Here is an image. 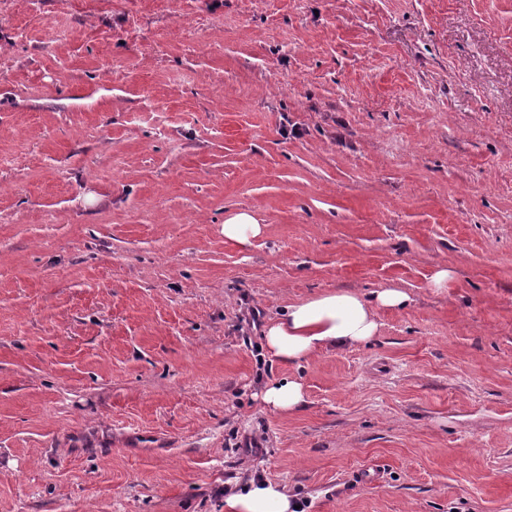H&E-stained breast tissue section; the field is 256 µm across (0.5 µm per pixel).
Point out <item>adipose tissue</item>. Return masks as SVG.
Masks as SVG:
<instances>
[{
  "mask_svg": "<svg viewBox=\"0 0 512 512\" xmlns=\"http://www.w3.org/2000/svg\"><path fill=\"white\" fill-rule=\"evenodd\" d=\"M408 292L381 288L373 297L355 290H327L288 305L264 329L269 353L284 365L305 360L323 350H340L367 343L377 336L378 309L401 310L409 306ZM263 404L288 415L305 402L302 383L295 378L267 384ZM297 499L287 488L271 480H252L236 486L224 499V512H296Z\"/></svg>",
  "mask_w": 512,
  "mask_h": 512,
  "instance_id": "1",
  "label": "adipose tissue"
}]
</instances>
